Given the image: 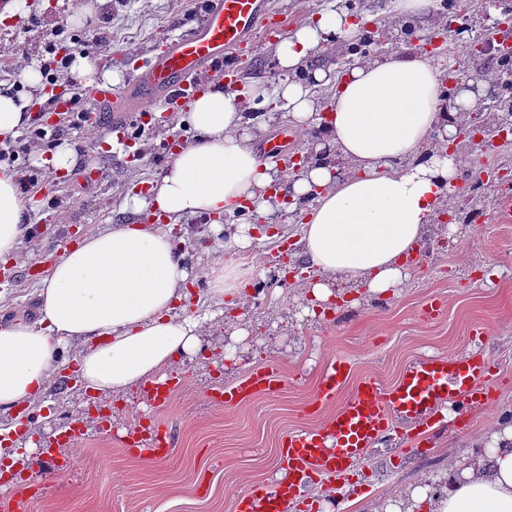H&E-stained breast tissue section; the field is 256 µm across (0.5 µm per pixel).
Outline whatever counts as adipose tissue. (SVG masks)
<instances>
[{
    "instance_id": "adipose-tissue-1",
    "label": "adipose tissue",
    "mask_w": 512,
    "mask_h": 512,
    "mask_svg": "<svg viewBox=\"0 0 512 512\" xmlns=\"http://www.w3.org/2000/svg\"><path fill=\"white\" fill-rule=\"evenodd\" d=\"M360 28L348 0H333L277 46L288 81H256L212 88L192 104L194 139L171 155L145 197L129 202L150 209L167 225L121 224L86 236L63 251L40 293L41 317L0 325V413L35 405L51 383L60 347L86 342L78 355L89 390L109 396L164 378L174 361L203 348L202 317L177 312L191 272L168 226L196 216L232 215L250 206L254 216L303 215V254L312 272L304 288L325 303L341 288L382 296L408 280L404 259L417 250L455 189L462 154L435 144L455 139L484 85L467 81L446 99V71L432 57L401 48L355 57L343 72L316 67L327 46ZM329 85L328 116H319L315 85ZM286 105L294 129L314 132L313 154L296 174L280 171L255 149L246 108ZM21 175L0 164V258L18 255L31 234ZM252 227L224 230L233 261H212L210 292L239 295L256 277L235 256L251 247ZM492 466H485V458ZM406 512H512V424L490 434L443 475L438 489H414Z\"/></svg>"
}]
</instances>
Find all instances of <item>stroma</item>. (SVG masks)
I'll return each instance as SVG.
<instances>
[{
  "label": "stroma",
  "mask_w": 512,
  "mask_h": 512,
  "mask_svg": "<svg viewBox=\"0 0 512 512\" xmlns=\"http://www.w3.org/2000/svg\"><path fill=\"white\" fill-rule=\"evenodd\" d=\"M86 2L26 0L22 11L0 21V90L43 103V87L19 79L20 61L41 62L48 43L63 36L72 41L70 54H77L78 39L89 32L104 42L88 56L97 72L127 78L155 45L188 31L197 20L198 0H107L84 24L67 23V15ZM275 50V43L261 39L240 53L241 82L261 79L275 86L284 81ZM186 115V109H179L153 129L130 117L126 145L105 134L93 138L44 124L47 140L76 150L77 166L56 175L47 191L26 192L32 236L23 242L17 260L0 259V319L35 316L43 283L27 278L25 270L51 254L57 242L77 244L88 234L125 223L131 185L156 178L170 157L169 139L193 138ZM508 160L512 145L466 151L464 184L451 197L452 209L461 217L455 240L446 239L444 223H436L420 245L412 277L396 293H349L347 304L323 318L309 314L310 300L300 290L310 276L300 222L271 228L257 224L253 244L240 259L264 271L266 280L262 288L250 285L241 296L221 300L210 295L203 272L223 253V237L210 235L203 217L174 225L173 234L196 275L186 309L191 314L209 311L216 318L204 327L201 353L173 366L185 386L160 414L171 437L168 454L147 461L104 437L95 418L86 414L91 395L81 384L53 379L29 428L48 433L62 420L83 414L87 433L71 450L77 467L64 471L50 469L36 452L26 451L24 442L13 444L14 452L27 453L31 461L26 484L33 496L25 512H236L238 494L279 478L283 437L324 416V409H313L312 400L329 358H349L352 380L373 373L389 385L420 354L486 353L499 369L495 401L476 410L466 428L436 432L425 446L407 450L389 441L373 448L359 488L344 497L345 512H374L379 501L394 499L421 480H437L465 455L474 438L489 435L497 423L512 424V221L498 214L503 194L512 193V182L474 183L480 171ZM98 165L103 177L85 182L83 171ZM287 266L295 268L294 277H285ZM431 299L440 304L434 316L425 309ZM242 315L247 334L236 343L232 334ZM476 325L483 334L473 333ZM258 366L278 370L282 384L277 393L231 409L210 404L212 388L232 384Z\"/></svg>",
  "instance_id": "1"
}]
</instances>
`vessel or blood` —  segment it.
Segmentation results:
<instances>
[{
	"label": "vessel or blood",
	"mask_w": 512,
	"mask_h": 512,
	"mask_svg": "<svg viewBox=\"0 0 512 512\" xmlns=\"http://www.w3.org/2000/svg\"><path fill=\"white\" fill-rule=\"evenodd\" d=\"M286 26L272 0H199L194 28L155 49L123 86L96 83L85 99V111L97 124L103 110L112 108L111 126L121 133L127 112L141 109L149 100L154 104L149 118L161 124L171 107L185 106L206 84L237 81L239 50L259 38L283 35ZM350 371V362L343 357L328 364L316 400H339L338 409L323 422L285 436L281 444L282 480L274 487L256 485L237 495L238 512H315V502L300 497L301 488L315 477L349 482L375 445L395 438L408 447L423 446L427 434L443 420L465 425L473 409L488 407L493 401L495 365L477 352L414 358L392 385H382L368 375L345 399L341 392ZM184 384L182 375L171 374L147 384L141 395L150 406L160 409ZM280 385L275 369L257 367L241 380L213 389L209 401L221 408H234L246 400L273 394ZM83 435L82 417L71 418L49 436L39 437L40 458L62 469L72 467L74 459L67 450ZM117 440L145 458L165 455L171 446L167 429L158 422L126 427Z\"/></svg>",
	"instance_id": "b4317fda"
}]
</instances>
